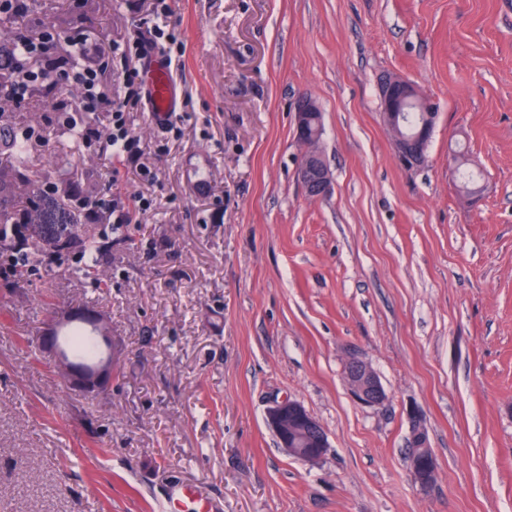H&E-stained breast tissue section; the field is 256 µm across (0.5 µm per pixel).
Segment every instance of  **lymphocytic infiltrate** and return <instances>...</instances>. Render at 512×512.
Wrapping results in <instances>:
<instances>
[{
  "label": "lymphocytic infiltrate",
  "mask_w": 512,
  "mask_h": 512,
  "mask_svg": "<svg viewBox=\"0 0 512 512\" xmlns=\"http://www.w3.org/2000/svg\"><path fill=\"white\" fill-rule=\"evenodd\" d=\"M29 13V0H0V14L12 21L18 37L15 46L0 50V70L10 71L13 76L9 85L0 87V99L34 104L42 90L76 88L77 97L68 102L70 111L85 112L97 118L94 125L83 131L85 144L97 147L104 159L116 155L128 161L122 172L107 167L106 187L111 191L108 200L85 199L81 206L90 214L100 207H110L118 212L119 222H126L125 206L116 192L120 176L134 181L154 179L153 172L139 164L141 141L129 129L130 113L141 111L147 99L139 68L154 56L171 59L170 44L175 36L168 20L173 14L172 6L169 0H156L151 13L138 18L137 33L128 39L122 51L125 60L133 62L134 67L125 78L124 97L117 102L102 90L106 62L88 58L85 40H70V53L60 54V35L48 24L43 25L39 33H31Z\"/></svg>",
  "instance_id": "obj_1"
}]
</instances>
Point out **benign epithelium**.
Segmentation results:
<instances>
[{"mask_svg": "<svg viewBox=\"0 0 512 512\" xmlns=\"http://www.w3.org/2000/svg\"><path fill=\"white\" fill-rule=\"evenodd\" d=\"M379 98L384 123L393 136L396 157L408 169L420 168L428 160V148L434 133L437 112L433 99L411 80L400 75H387L379 85ZM413 104L421 112L416 131L403 136L398 132L401 112ZM296 135L303 136L304 150L298 164V177L305 194L311 198L325 197L333 184L332 171L319 149L322 113L318 103L309 96L301 97L294 108ZM76 321L89 324L102 338L107 353L85 365L75 364L58 346L60 329ZM44 344L58 357V369L70 379L74 389L89 395L99 393L112 380V341L102 320L84 311H74L64 320L53 319L48 325ZM351 396L360 405L375 407L387 400V393L376 372L357 352H350L344 369ZM411 420L408 438V461L412 476L423 488L431 486L437 465L419 410L408 411ZM281 449L290 456L307 462H318L329 448L327 435L318 420L295 399L284 397L272 402L266 413Z\"/></svg>", "mask_w": 512, "mask_h": 512, "instance_id": "1", "label": "benign epithelium"}]
</instances>
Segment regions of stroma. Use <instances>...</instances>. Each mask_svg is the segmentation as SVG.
I'll use <instances>...</instances> for the list:
<instances>
[{
  "label": "stroma",
  "instance_id": "obj_1",
  "mask_svg": "<svg viewBox=\"0 0 512 512\" xmlns=\"http://www.w3.org/2000/svg\"><path fill=\"white\" fill-rule=\"evenodd\" d=\"M151 0H33L62 36L129 37ZM180 132L131 115L156 209L82 225L107 243V285L34 265L0 288V512H160L198 486L221 512H512V0H176ZM399 74L438 106L427 163L399 164L378 84ZM323 112L330 193L298 181L294 105ZM54 145L32 170L69 206L102 196L98 161ZM462 146L485 190L464 198ZM206 173L197 188L195 172ZM87 307L112 336V382L75 391L38 338ZM388 395L358 405L348 350ZM300 401L329 447L288 456L266 420ZM437 481L415 483L410 408Z\"/></svg>",
  "mask_w": 512,
  "mask_h": 512
}]
</instances>
